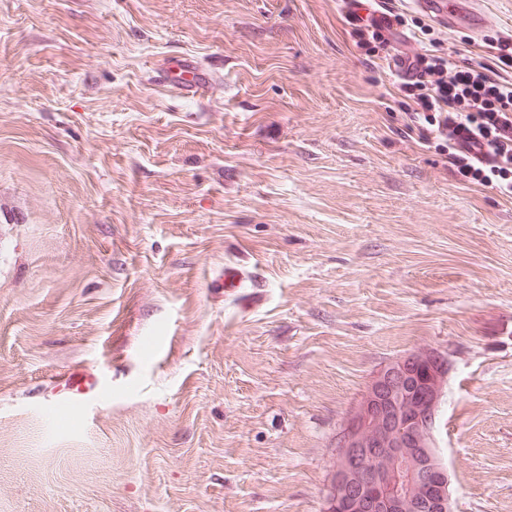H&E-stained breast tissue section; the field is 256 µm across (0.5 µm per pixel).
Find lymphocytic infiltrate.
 <instances>
[{"instance_id": "1", "label": "lymphocytic infiltrate", "mask_w": 512, "mask_h": 512, "mask_svg": "<svg viewBox=\"0 0 512 512\" xmlns=\"http://www.w3.org/2000/svg\"><path fill=\"white\" fill-rule=\"evenodd\" d=\"M404 18L381 26L354 20L351 36L385 61L403 57L398 28ZM496 63L512 60V43L493 41ZM408 74L394 80L406 116L422 144H435L462 183L512 199V80L496 63L459 65L432 50L408 57Z\"/></svg>"}]
</instances>
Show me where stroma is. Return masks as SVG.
Returning <instances> with one entry per match:
<instances>
[{
    "instance_id": "1",
    "label": "stroma",
    "mask_w": 512,
    "mask_h": 512,
    "mask_svg": "<svg viewBox=\"0 0 512 512\" xmlns=\"http://www.w3.org/2000/svg\"><path fill=\"white\" fill-rule=\"evenodd\" d=\"M476 2L477 35L386 7L477 60L512 0ZM350 31L341 0H0V512H326L337 429L423 346L454 512H512V199ZM177 59L209 93L157 85ZM83 368L87 416L52 384Z\"/></svg>"
}]
</instances>
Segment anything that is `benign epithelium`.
<instances>
[{"mask_svg": "<svg viewBox=\"0 0 512 512\" xmlns=\"http://www.w3.org/2000/svg\"><path fill=\"white\" fill-rule=\"evenodd\" d=\"M449 370L426 347L373 375L336 432L327 512H453L433 435Z\"/></svg>", "mask_w": 512, "mask_h": 512, "instance_id": "7a95c632", "label": "benign epithelium"}]
</instances>
